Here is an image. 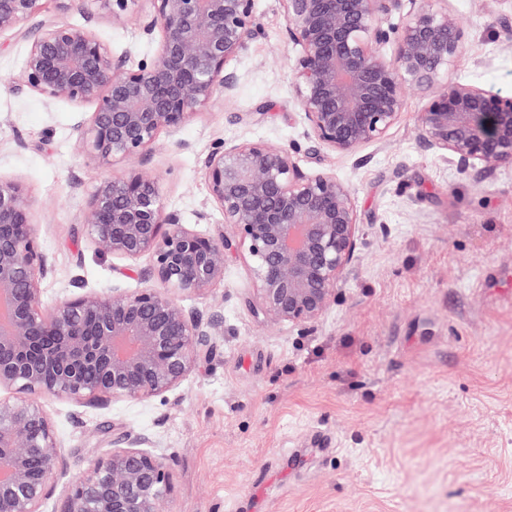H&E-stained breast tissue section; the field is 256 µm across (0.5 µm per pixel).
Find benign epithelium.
<instances>
[{
    "instance_id": "7a95c632",
    "label": "benign epithelium",
    "mask_w": 512,
    "mask_h": 512,
    "mask_svg": "<svg viewBox=\"0 0 512 512\" xmlns=\"http://www.w3.org/2000/svg\"><path fill=\"white\" fill-rule=\"evenodd\" d=\"M158 48L133 69L90 28L39 19L43 0H0V34L30 24L24 64L8 82L76 107L94 106L80 145L100 167L134 160L238 83L226 70L259 34L255 0H99ZM294 61L295 103L312 152L352 156L384 141L399 121L406 82L427 90L419 144L463 175L512 163V95L444 82L464 33L435 0H278ZM401 23L391 22L393 15ZM393 44L388 58L383 47ZM212 202L234 238L183 222L158 183L135 169L102 183L83 215L107 255L135 262L143 287L63 297L41 307L51 272L25 189L0 179V512H38L60 462V442L41 398L77 404L165 399L212 350L222 318L180 303L224 281L226 251L243 250L258 315L295 327L316 323L354 257L360 223L351 188L325 169L303 168L285 146L242 141L202 161ZM152 438L120 432L112 451L73 482L68 512H158L172 490ZM40 466V477L33 467Z\"/></svg>"
}]
</instances>
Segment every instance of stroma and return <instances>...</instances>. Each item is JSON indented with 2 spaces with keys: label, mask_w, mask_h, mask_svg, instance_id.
Returning a JSON list of instances; mask_svg holds the SVG:
<instances>
[{
  "label": "stroma",
  "mask_w": 512,
  "mask_h": 512,
  "mask_svg": "<svg viewBox=\"0 0 512 512\" xmlns=\"http://www.w3.org/2000/svg\"><path fill=\"white\" fill-rule=\"evenodd\" d=\"M464 33L442 78L512 93V0H447ZM259 35L229 61L232 97L174 132L135 165L157 178L185 223L233 236L212 204L203 158L220 145L263 140L350 185L363 237L336 299L308 330L254 313L255 280L227 251L224 281L184 304L224 319L209 358L166 399L43 405L61 462L39 512H66L70 485L116 432L149 435L171 464L160 512H512V164L474 179L417 141L427 92L408 83L398 123L358 155L310 154L293 96L295 47L277 0H256ZM42 15L91 26L130 65L154 41L99 0ZM29 46L0 35V177L25 188L52 267L41 303L88 290L135 289L136 263L97 253L82 214L124 172L79 146L86 108L7 85Z\"/></svg>",
  "instance_id": "1"
}]
</instances>
